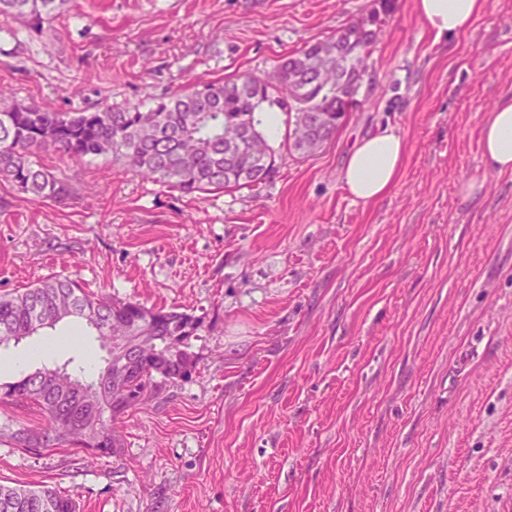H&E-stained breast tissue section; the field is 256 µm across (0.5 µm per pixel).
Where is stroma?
Segmentation results:
<instances>
[{"mask_svg":"<svg viewBox=\"0 0 512 512\" xmlns=\"http://www.w3.org/2000/svg\"><path fill=\"white\" fill-rule=\"evenodd\" d=\"M372 12L355 108L311 155L277 135L258 186L190 195L58 154L39 161L65 202L0 182V293L68 276L205 319L195 372L125 412L117 455L0 440L1 481L50 484L80 512H512V172L488 171L479 144L512 96V0L446 41L414 0H69L31 52L0 43V85L58 112L145 110L264 75ZM386 126L404 165L365 204L340 172ZM474 180L479 201L462 202ZM98 349L66 320L1 345L0 380Z\"/></svg>","mask_w":512,"mask_h":512,"instance_id":"obj_1","label":"stroma"}]
</instances>
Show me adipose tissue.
<instances>
[{
  "instance_id": "obj_1",
  "label": "adipose tissue",
  "mask_w": 512,
  "mask_h": 512,
  "mask_svg": "<svg viewBox=\"0 0 512 512\" xmlns=\"http://www.w3.org/2000/svg\"><path fill=\"white\" fill-rule=\"evenodd\" d=\"M485 0H415V12L436 39L465 32L483 10ZM485 166L512 171V99L500 100L481 130ZM406 144L392 129L384 128L359 139L347 153L340 179L354 200L377 201L395 185L403 166Z\"/></svg>"
}]
</instances>
